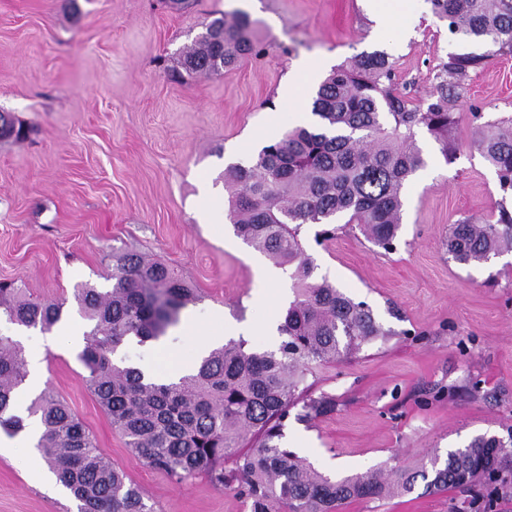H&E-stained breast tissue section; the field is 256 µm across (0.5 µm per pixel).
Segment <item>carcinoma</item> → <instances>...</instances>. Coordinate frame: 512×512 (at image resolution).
Returning a JSON list of instances; mask_svg holds the SVG:
<instances>
[{"instance_id":"cac0c4a2","label":"carcinoma","mask_w":512,"mask_h":512,"mask_svg":"<svg viewBox=\"0 0 512 512\" xmlns=\"http://www.w3.org/2000/svg\"><path fill=\"white\" fill-rule=\"evenodd\" d=\"M429 2L452 36L480 41L487 50L449 55L425 109L393 93L388 55H365L334 67L320 83L313 101L319 129L290 130L248 164L224 169L236 235L275 265L293 268L294 300L278 327L277 348L254 351L232 338L211 349L191 373L155 380L113 356L129 340H160L179 323L181 310L198 300L195 288L160 259L114 251L112 288L78 290L80 309L94 322L79 355L87 371L83 379L147 466L178 481L205 474L219 489L235 481L250 512H341L355 501L408 493L419 480L427 493H460L457 512H495L499 502L512 500V433L507 442L477 436L448 451L442 465L426 456L411 468L340 479L318 472L282 442L291 411L309 421L335 405L315 395L308 376L392 335L367 303L325 278L314 280V261L299 240L301 226H324L315 235L320 244L334 235L329 225L347 215V223L359 225L375 246L395 250L404 188L425 165L417 132L427 130L448 154L451 96L490 57L512 54V0ZM256 27L245 11L222 13L184 52L179 67L188 74H217L262 55ZM477 129L473 146L495 168L502 199L512 197V117ZM446 249L463 265L512 251V212L502 203L495 224L465 219L452 225ZM62 311L59 302L32 300L15 284L0 282V315L12 324L49 331ZM26 377L18 343L0 335V430L14 437L25 431L27 418L40 419L35 449L78 512H148L141 489L100 452L50 389L21 412ZM228 455L235 467L226 474Z\"/></svg>"}]
</instances>
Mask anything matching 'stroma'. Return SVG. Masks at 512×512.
<instances>
[{"label": "stroma", "mask_w": 512, "mask_h": 512, "mask_svg": "<svg viewBox=\"0 0 512 512\" xmlns=\"http://www.w3.org/2000/svg\"><path fill=\"white\" fill-rule=\"evenodd\" d=\"M419 21L382 26L364 0H0V111L30 126L21 142L0 141V281L27 296L64 304L51 332L0 322L23 357L39 358L51 389L88 427L101 451L143 491L149 512H246L236 487L207 476L178 482L127 448L87 388L78 358L93 327L80 311L84 285L111 288V254L126 249L166 262L200 299L157 344L126 342L119 357L156 366L159 352L197 361L188 323L217 317L245 325L248 348H276L269 335L273 265L234 231L224 170L247 163L251 139H279L302 125L283 93L300 66L334 68L382 51L396 89L427 106L449 54L483 52L452 37L415 0ZM256 20L263 56L211 76L172 81L169 69L219 13ZM512 117V54L472 72L455 105V157L419 131L424 176L406 188L398 245L388 253L357 225L337 222L317 244V225L299 239L316 278L366 302L389 337L348 361L318 369L317 392L335 409L289 421L293 448L338 478L415 465L487 434L512 432V255L480 265L453 261L450 225L496 223L501 192L494 168L473 147L474 113ZM454 389L445 397V389ZM45 463L22 445L0 450V512H76L75 501L39 484ZM451 494L423 484L400 497L353 502L343 512H453Z\"/></svg>", "instance_id": "obj_1"}]
</instances>
